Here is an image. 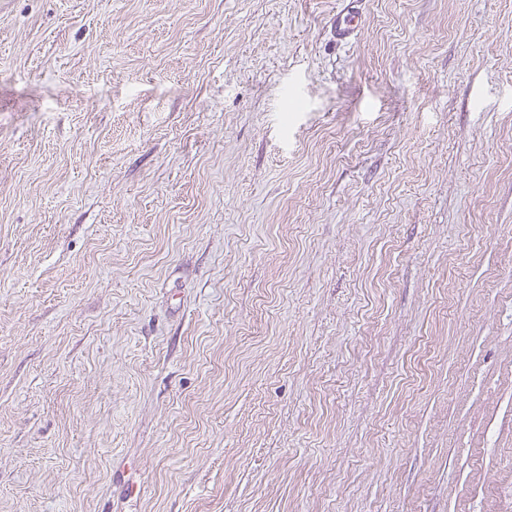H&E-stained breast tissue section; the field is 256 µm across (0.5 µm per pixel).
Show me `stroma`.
<instances>
[{
  "mask_svg": "<svg viewBox=\"0 0 512 512\" xmlns=\"http://www.w3.org/2000/svg\"><path fill=\"white\" fill-rule=\"evenodd\" d=\"M0 0V512H512V0ZM360 0H345L340 3L326 22V28L336 44L348 45L352 43L361 32L360 9L357 3Z\"/></svg>",
  "mask_w": 512,
  "mask_h": 512,
  "instance_id": "obj_1",
  "label": "stroma"
}]
</instances>
